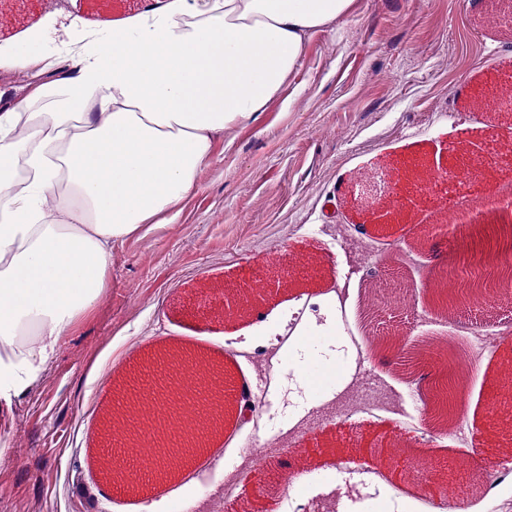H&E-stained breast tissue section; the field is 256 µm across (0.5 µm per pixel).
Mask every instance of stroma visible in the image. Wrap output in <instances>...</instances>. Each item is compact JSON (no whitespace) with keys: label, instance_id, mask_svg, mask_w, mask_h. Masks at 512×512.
Here are the masks:
<instances>
[{"label":"stroma","instance_id":"obj_1","mask_svg":"<svg viewBox=\"0 0 512 512\" xmlns=\"http://www.w3.org/2000/svg\"><path fill=\"white\" fill-rule=\"evenodd\" d=\"M146 2L0 0V55L31 40L67 62L65 15L97 29ZM481 12L469 0H355L348 18L311 41L288 79L295 95L273 99L257 122L216 144L175 222L113 247L98 304L61 337L43 376L0 422V512H142L161 498L196 499L201 485L210 493L196 499V512H284L275 484L304 459L324 481L298 491L294 512H340L345 498L357 512L371 504L427 512L429 500L454 498L467 481L455 463L475 452L507 472L492 512H512V459L500 457L512 444V413L503 407L512 387L501 377L512 364V300L449 314L431 303L442 266L478 247L488 200L512 188V156L501 148L512 124L474 105L512 82V43ZM464 139L481 149L475 180L439 182L406 224L372 222L360 194L405 204L407 186L394 170L424 158L448 171ZM460 205L477 226L457 236L437 229ZM263 267L303 282L245 316L226 317L225 289L251 285L252 271ZM372 271L411 286L390 321L404 345L456 336L467 324L499 332L491 347L476 335L465 341L486 370L466 380L474 415L462 428L432 433L422 423L424 383L368 358L366 388L349 384L272 443L238 423L229 404L222 434L188 471L130 492L103 480L104 410L162 350L223 362L235 385L254 391L265 380L272 393L303 399L302 389L279 385L288 358L277 339L299 310L303 323L335 322L344 356L359 358L368 334L362 284ZM397 436L410 455L382 464ZM423 467L439 474L426 489L416 480Z\"/></svg>","mask_w":512,"mask_h":512}]
</instances>
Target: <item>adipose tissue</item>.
<instances>
[{
  "instance_id": "1",
  "label": "adipose tissue",
  "mask_w": 512,
  "mask_h": 512,
  "mask_svg": "<svg viewBox=\"0 0 512 512\" xmlns=\"http://www.w3.org/2000/svg\"><path fill=\"white\" fill-rule=\"evenodd\" d=\"M354 0H152L80 44L68 65L20 49L0 108V408L37 381L96 307L112 248L170 223L216 139L283 95L308 42ZM335 325L291 348L310 406L349 383Z\"/></svg>"
}]
</instances>
